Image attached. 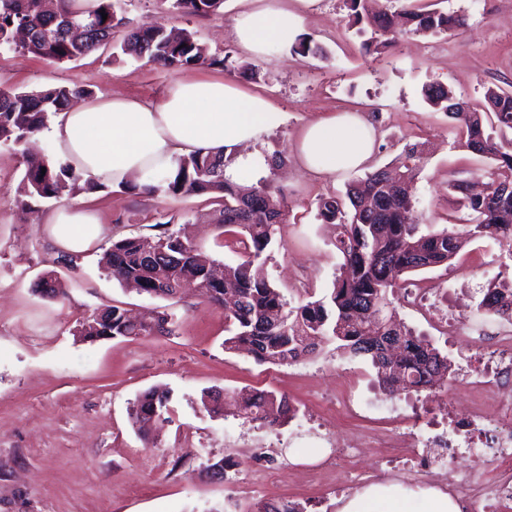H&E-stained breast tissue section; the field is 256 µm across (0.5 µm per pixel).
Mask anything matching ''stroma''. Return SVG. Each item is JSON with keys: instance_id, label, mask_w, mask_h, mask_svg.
I'll return each instance as SVG.
<instances>
[{"instance_id": "stroma-1", "label": "stroma", "mask_w": 512, "mask_h": 512, "mask_svg": "<svg viewBox=\"0 0 512 512\" xmlns=\"http://www.w3.org/2000/svg\"><path fill=\"white\" fill-rule=\"evenodd\" d=\"M437 9L468 15L467 27L445 37L407 35L378 58L363 56L361 39L348 30L343 0H314L302 33L321 47L302 57L291 47H274L255 59L233 38L234 19L248 0H224L220 11L193 16L170 9V0H123L132 24L162 22L192 33L206 49L207 62L167 70L144 59L114 56L111 46L74 61L52 63L37 56L0 50V89L32 91L80 86L92 95L119 92L160 101L180 78L227 77L248 94L266 97L282 121L258 152L290 154L301 127L325 112L373 113L380 132L369 164L378 169L406 144L422 143L416 177L415 217L422 231L451 222L457 208L450 181L486 180L491 162L457 147L453 121L426 103L424 89L440 82L472 103L489 86L512 85V0H433ZM231 56V66L221 65ZM25 170L22 157L0 143V512H257L281 499L307 504V512H336L341 486L354 490L372 482H394L417 491L419 481L395 474L378 448L353 457L342 447L351 429L367 425L377 433L396 432L403 413L431 399L430 391L405 392L396 413L369 410L385 401L370 362L326 347L290 365H261L225 353L223 307L196 293L165 300L126 292L98 266L113 240L152 235L159 222L187 227L214 258L234 264L233 249L217 236L209 196L171 198L163 192L133 193L108 185L80 191L76 201L96 211L102 240L81 253L75 266L57 265L68 295L42 298L35 284L54 252L44 217L56 201L27 213L16 204ZM275 180L291 208L279 225L265 272L290 305L316 300L332 286L342 261L332 231L316 218L320 196L343 190L340 174L308 177L293 162ZM490 239L469 245L449 265L409 275L411 285L448 290V313L458 337L440 332L426 311L396 302L398 318L426 335L458 365L445 389L460 413L475 394L460 369L488 349L497 319L478 313L480 290L494 278H512L500 265ZM120 305L141 312L175 311L177 335L88 342L75 334L95 309ZM353 387L351 408H341L336 391ZM169 390V411L154 443H145L130 418L136 398L149 388ZM284 393L294 418L270 429L243 419L213 416L200 406L203 391L241 389ZM236 464L224 481L210 479L208 464ZM265 467L268 483L250 486V470Z\"/></svg>"}]
</instances>
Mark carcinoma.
I'll use <instances>...</instances> for the list:
<instances>
[{"label": "carcinoma", "mask_w": 512, "mask_h": 512, "mask_svg": "<svg viewBox=\"0 0 512 512\" xmlns=\"http://www.w3.org/2000/svg\"><path fill=\"white\" fill-rule=\"evenodd\" d=\"M67 0H0V49L33 54L52 62L77 61L107 44L112 30L127 25L117 15L119 0H101L100 8L87 14L71 11ZM370 0H345L351 25L370 33L363 42L368 52L380 54L387 33L450 35L465 25L466 18L426 10L418 0H398V12H374ZM224 0H172V7L187 15L204 16L217 11ZM107 19H102L100 10ZM78 23L83 34L70 36ZM121 51L169 69L191 67L205 60V50L188 32L176 33L162 22L132 28ZM90 94L80 87H56L33 91L0 90V142L21 146L45 128L73 97ZM427 102L459 121V143L493 161L487 192L473 196L468 183L453 180L460 209L455 222L428 234L419 233L414 217L412 185L422 159V144L407 146L390 168L384 167L349 181L344 196L318 199L317 218L335 229L336 249L342 256L332 289L324 297L288 306L262 271L264 254L275 242L277 226L290 213L288 199L267 177L251 185L224 177V158L200 152L179 158L162 174L164 191L171 197L214 194L220 208L213 223L226 244L241 254L235 266L224 265L201 245L158 222L154 236H128L112 241L99 260L100 269L127 291L173 299L183 281H192L199 296L214 305L234 301L226 312L229 335L224 352H241L259 364H291L319 347L336 344V352L350 358L371 360L380 388L388 395L421 382L434 389L448 386L452 365L422 334L395 319L390 295L402 276L450 263L472 241L495 240L501 258L512 262V138L497 140L493 132H512V92L489 88L476 106L459 98L444 84L425 89ZM102 184L86 179L69 163L48 161L27 165L18 187V201L58 198L65 191H93ZM36 291L47 299L66 296L57 272L45 271ZM479 308L487 316L512 321V280L489 282ZM167 324V335L178 332L180 320L173 312L132 321L117 305L105 306L81 323L80 333L89 340L137 338L157 335ZM170 395L161 388L140 394L131 419L140 437L149 440L151 422L168 411ZM227 396L203 393L204 409L224 414ZM232 414L249 422L277 427L294 415L288 396L269 390L240 392L232 396ZM258 512H306L289 500L269 502Z\"/></svg>", "instance_id": "1"}]
</instances>
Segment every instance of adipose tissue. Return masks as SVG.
<instances>
[{"instance_id": "obj_1", "label": "adipose tissue", "mask_w": 512, "mask_h": 512, "mask_svg": "<svg viewBox=\"0 0 512 512\" xmlns=\"http://www.w3.org/2000/svg\"><path fill=\"white\" fill-rule=\"evenodd\" d=\"M281 0H251L233 24L235 40L250 56L288 44L303 26L302 9ZM281 122L265 97L245 94L229 79L192 78L173 83L161 101L101 95L65 112L46 131L59 155L84 177L121 185L172 167L194 152L224 156L225 176L251 183L264 172L256 146ZM377 131L361 112H327L308 122L293 144L297 165L326 178L367 165ZM61 250L80 253L98 243L104 229L81 204L63 205L45 219ZM408 493L398 485L374 483L338 502L336 512H408Z\"/></svg>"}]
</instances>
